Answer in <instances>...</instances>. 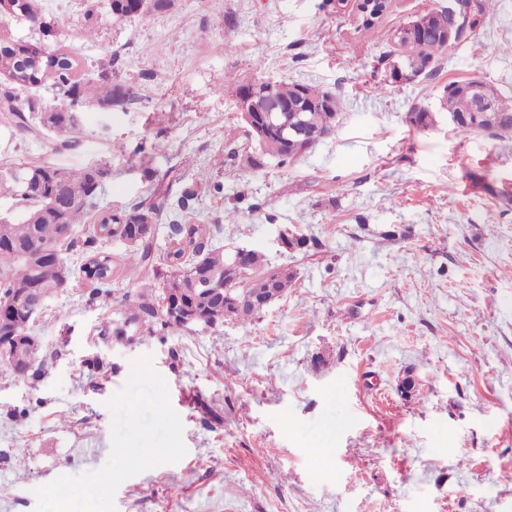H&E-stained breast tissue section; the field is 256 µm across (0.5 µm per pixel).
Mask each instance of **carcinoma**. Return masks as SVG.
Instances as JSON below:
<instances>
[{
  "mask_svg": "<svg viewBox=\"0 0 512 512\" xmlns=\"http://www.w3.org/2000/svg\"><path fill=\"white\" fill-rule=\"evenodd\" d=\"M491 2L456 0L461 6L474 5L472 28L475 30L483 25L486 6ZM167 4L168 0H107L106 6L114 19L121 20L142 14L151 7L163 9ZM15 11L33 22L42 20L38 0H18ZM447 27L448 12L441 10L423 39L410 36L400 41L388 39V50L383 58L427 64L426 74L429 75L437 70L440 54L448 49L445 44ZM82 71V60L62 46L48 49L25 41L0 40V77L9 85V91L0 102V125L22 138L50 133L55 138L56 149H76L79 141L75 130L70 128L73 100L116 105L135 97V93L122 84L102 86L85 80ZM272 86L276 96L290 104L295 103L300 88L314 102L334 100L328 107L302 113L308 131L327 135L333 132L341 110V101L335 94L297 82L275 81ZM42 87L61 97L47 112L39 110L40 98L20 101L14 94L17 89ZM440 102L450 117L468 106L462 92L449 84L441 92ZM493 105L494 111L489 113L487 121L475 125L462 121L454 125V130L463 136L472 133L499 138L512 135V97L499 92ZM267 156L286 164L302 157L303 153L299 145L290 143L285 147L279 136L272 135L258 143L257 149L245 151L240 165L258 169ZM104 176L105 170L99 167L63 169L49 164L19 163L0 170V194L14 200L7 214L0 217V236L7 240V244L0 247V321L14 335L29 336L32 315L28 300L33 290H39L47 298L69 285L71 272L61 255L66 239L60 225L68 224L73 232L79 231L85 223V206L96 198ZM166 204L164 199L157 204L145 202L104 215L83 245L90 249L102 237L128 239L139 225L157 223ZM169 230L171 244L167 258L171 274L163 281L162 289L172 287L177 271L186 262L188 269L200 278L212 279L223 288V295L203 297L197 302L211 328L223 325L226 319H253L271 303V298L283 297L295 282V274L286 268L279 269L277 277H271L272 267L255 250L248 251L242 264H237L234 254L213 244V229L209 224H171ZM128 249L129 252L119 258L98 251L88 258L83 274L94 284L89 293L90 301L108 306L111 296L108 284L125 274L138 280V288L135 296L128 300L125 316L112 326V335L121 340L125 336H153L175 328L155 307L159 295L149 275L155 260L151 243L142 238L130 242ZM39 349V343L35 342L19 353L11 351L6 355L0 350V365L10 370L16 379L28 380L32 373L23 372L22 367L32 365L36 372H42L37 365Z\"/></svg>",
  "mask_w": 512,
  "mask_h": 512,
  "instance_id": "cac0c4a2",
  "label": "carcinoma"
}]
</instances>
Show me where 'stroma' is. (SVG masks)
<instances>
[{
    "mask_svg": "<svg viewBox=\"0 0 512 512\" xmlns=\"http://www.w3.org/2000/svg\"><path fill=\"white\" fill-rule=\"evenodd\" d=\"M450 3L391 0L367 33L357 0H171L123 21L39 0L51 35L0 22L136 94L83 106L73 151L1 130L0 167L102 168L108 212L184 176L217 242L296 275L251 320L130 341L104 327L134 285L106 307L51 296L31 324L42 377L0 367V512H512V137L459 135L438 102L468 79L512 96V0L432 76L388 83L383 58L392 29ZM257 72L341 111L303 157L251 170L224 142L241 127L224 77Z\"/></svg>",
    "mask_w": 512,
    "mask_h": 512,
    "instance_id": "stroma-1",
    "label": "stroma"
}]
</instances>
